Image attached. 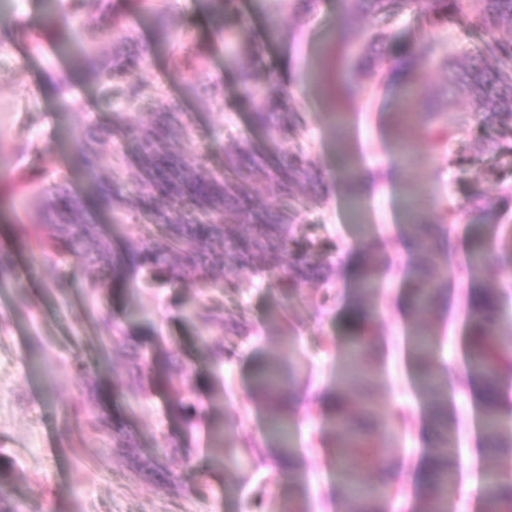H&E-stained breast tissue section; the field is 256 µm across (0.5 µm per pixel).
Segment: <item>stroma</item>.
<instances>
[{
	"label": "stroma",
	"instance_id": "35a3bbf8",
	"mask_svg": "<svg viewBox=\"0 0 512 512\" xmlns=\"http://www.w3.org/2000/svg\"><path fill=\"white\" fill-rule=\"evenodd\" d=\"M166 2L155 19L134 0H122L116 17L101 24L117 19L131 30L123 49L139 57V76L182 107L188 166L222 173L225 148L247 140L280 154L295 142L306 147L321 181L299 190L310 203L300 213L295 238L316 243L328 280L302 284L286 303L277 280L253 268L240 270L236 288L214 302L224 327L207 329L192 316V306L207 300L196 280L140 286L135 276H116L111 267L90 263L83 244L62 258L39 260L26 227L61 218L50 207V193L16 194L23 178L63 182L82 199L86 219L98 225L113 254L136 250L151 233L139 217L138 170L125 161L135 142L125 131L149 124L152 114L122 101L100 103L97 72L112 61V40H104L92 61L31 54V37L45 33L51 21L45 0H20L7 28L0 29V51L8 56L0 67V258L10 263L0 279V468L8 472L11 497L21 512H281L298 494L306 512H347L346 492L336 483L330 420L314 404L292 416L301 460L295 485L284 478L269 482L267 464L245 478L217 465L210 433L230 415L242 422V435L258 439L266 433L267 403L252 395V381L287 346L299 357L303 390L316 394L334 387L348 336L344 316L355 300L340 264L357 241L381 252L389 267L382 290L357 300L375 311L374 335L385 345L375 404L382 412L397 404L407 412L394 443L405 464L393 487L397 512H417L413 465L428 444L406 341L427 326L460 372L471 288L501 291L512 311V257L497 253L500 229L512 227V196L504 194L512 186V155L487 148L491 141L512 146V128L486 124L462 92L441 94L443 74L415 70L414 79L431 94L408 102L399 87L379 86L373 71H359V59L338 60L331 43L343 0H317L306 15L285 4L272 16L256 0ZM232 33L246 37L234 58L224 49V37ZM245 70L252 73L247 93L240 84ZM354 70L363 92L351 101L336 100L326 77ZM318 71L324 81L315 79ZM56 72L66 75L80 104L64 122L56 112L60 88L40 89L42 78ZM214 85L224 91L218 104L207 92ZM269 91L287 94L298 111L295 139L272 141L253 127L252 96ZM454 124L464 126V133L432 150L431 127ZM403 135L417 148L411 167L396 159L394 144ZM79 137L91 141L93 159L75 146ZM457 156L464 164H454ZM350 158L360 165L373 162L376 171L371 188L356 196L336 178ZM104 185L130 196L120 223L112 222L101 198ZM409 193L424 203L420 223L437 225L443 208L459 210L453 225L458 242L470 245L472 227L481 226L493 254L467 279L449 276L444 256L434 257L431 272L448 290L423 325L401 309L412 281L409 259L401 253ZM478 194L494 200V209H469ZM355 198L370 226L363 235L354 226ZM104 311L124 329L106 349L97 324ZM204 335L235 346V357L223 368L209 364ZM139 344L152 370L144 380L145 396L136 400L113 387L112 374L130 366ZM179 366L191 373V414L179 409L172 387ZM441 389L455 409L462 447L477 448L479 404L473 393L451 379L442 380ZM113 420L123 425L132 449L116 447Z\"/></svg>",
	"mask_w": 512,
	"mask_h": 512
}]
</instances>
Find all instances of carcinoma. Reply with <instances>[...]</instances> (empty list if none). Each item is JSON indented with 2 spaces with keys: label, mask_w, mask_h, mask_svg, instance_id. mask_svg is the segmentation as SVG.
Instances as JSON below:
<instances>
[{
  "label": "carcinoma",
  "mask_w": 512,
  "mask_h": 512,
  "mask_svg": "<svg viewBox=\"0 0 512 512\" xmlns=\"http://www.w3.org/2000/svg\"><path fill=\"white\" fill-rule=\"evenodd\" d=\"M105 0H55L61 13L83 16L88 34L73 36L85 57L96 56L97 47L90 34L93 21L106 10ZM346 13L341 21V37L345 41L362 36L352 24L359 12L372 15L382 27L370 33L367 46L373 51L372 62L384 83L400 76L408 79L406 91L411 96L423 94L410 82L417 66L427 64L444 73L447 87H457L468 97L471 108L481 113L489 124L512 126V38H502L497 30L512 26V0H345ZM407 13L418 15L425 28L426 53L419 54L411 45L396 43L390 31L393 22ZM443 30L478 32L484 35L480 46L462 52L456 59L448 58L447 45L439 34ZM31 50L54 57L59 45L53 41L33 39ZM99 95L111 102L122 97L129 105L143 107L154 113L151 125L130 129L137 144L133 161L139 171L141 192L148 198H161L167 205L149 203L143 210L148 223L161 232V242L151 239L127 258L112 257L113 272L133 266L154 278L178 282L186 277L205 281L220 272L224 278L233 275L227 259L240 268L258 266V271L283 283L294 297L298 287L308 280L319 264L314 250L300 255L289 247L294 224L308 199L293 193V187L317 181V169L306 149L296 145L286 155L273 156L243 146L224 153V173L216 176L208 171L190 168L184 161L175 135L185 132L180 108L164 100L160 90L138 77L127 64L115 62L100 70ZM252 119L256 126L279 137L296 135V113L282 101L275 103L267 95L254 99ZM262 181L285 198L273 208L255 203L249 184ZM54 205L69 215L66 224H47L35 236L47 244L43 253L62 256L75 242L86 243L101 254L107 253L100 239L98 226L85 221L79 197L68 192L61 183L52 185ZM103 198L116 213L128 206V197L110 188L102 189ZM411 237L422 253L421 264L413 280L414 316L427 319L434 304L444 293L442 284L429 274L427 265L436 250L435 236L420 224L409 225ZM488 262L484 244L475 242L468 253L464 270L472 274ZM384 260L373 253L365 254V266L356 288L360 294L377 290ZM472 319L467 333V363L457 377L462 388L480 386L487 391L500 390L504 379L512 378V351L503 349L496 337L502 295L485 288H474L469 296ZM371 314L349 323V340L345 366L335 391L331 424L336 434V472L339 483L349 495L347 512H390L389 484L394 468L399 466L392 454L391 433L403 422L404 413L390 412L382 419L386 444L373 437L377 417L370 396L378 375V344L370 336ZM208 354L216 367L232 359L234 351L220 340L205 341ZM415 364V385L426 403L428 421L433 431L432 449L423 456L428 469L427 486L419 500V512H451L454 484L460 474V450L454 424L448 419V401L439 390L437 378L449 373L441 360V348L426 331L417 332L411 341ZM297 369L293 348L275 365L264 368L256 378L254 394L269 401L270 421L274 428L269 438L274 442L273 461L294 454L288 428V408L281 400L284 387L296 386ZM362 394L364 417L355 418L347 409V392ZM481 442L486 457L497 456L512 449L503 431L512 430V406L489 396L481 404ZM215 457L224 458L225 465L246 472L265 462L263 452L244 436L237 425L227 424L224 448L215 449ZM375 470L379 477L371 484L362 483V474ZM482 483L481 512H512V476L494 469L479 472Z\"/></svg>",
  "instance_id": "carcinoma-1"
}]
</instances>
